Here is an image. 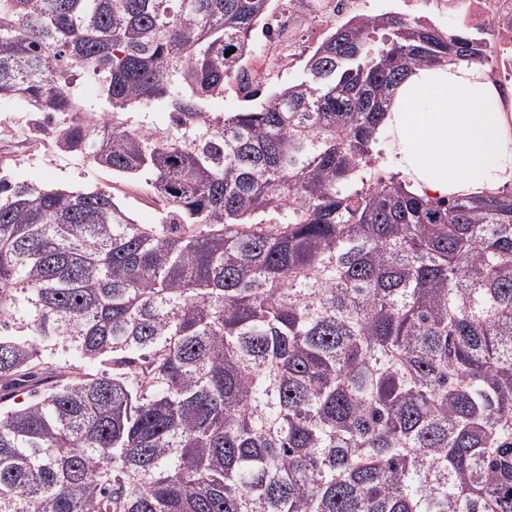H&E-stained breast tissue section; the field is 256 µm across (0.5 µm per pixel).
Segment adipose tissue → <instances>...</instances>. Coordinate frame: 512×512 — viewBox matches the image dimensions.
<instances>
[{
    "instance_id": "obj_1",
    "label": "adipose tissue",
    "mask_w": 512,
    "mask_h": 512,
    "mask_svg": "<svg viewBox=\"0 0 512 512\" xmlns=\"http://www.w3.org/2000/svg\"><path fill=\"white\" fill-rule=\"evenodd\" d=\"M486 67L416 68L398 86L378 133L383 164L429 199L482 197L512 186V113Z\"/></svg>"
}]
</instances>
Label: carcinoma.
Wrapping results in <instances>:
<instances>
[{"label":"carcinoma","mask_w":512,"mask_h":512,"mask_svg":"<svg viewBox=\"0 0 512 512\" xmlns=\"http://www.w3.org/2000/svg\"><path fill=\"white\" fill-rule=\"evenodd\" d=\"M270 2L0 0V99L166 213L0 181V512H512V191L375 152L408 73L483 42L355 16L210 111ZM330 29H320L307 39L300 49L299 54L296 56L291 69L283 74H281V66L275 68L274 71H269L268 77L260 83L262 93L256 99L249 101L243 100L236 94V88L230 86L224 91V97L220 96L213 100L210 106L211 111L238 112L243 108L258 105L275 87L282 85L290 79L301 76L309 55L330 34ZM129 120L132 124H141L143 121L150 123L153 127L158 129H165L170 124V115L166 110L149 109L144 110L136 108L128 114Z\"/></svg>","instance_id":"carcinoma-1"}]
</instances>
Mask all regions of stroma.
<instances>
[{"label": "stroma", "mask_w": 512, "mask_h": 512, "mask_svg": "<svg viewBox=\"0 0 512 512\" xmlns=\"http://www.w3.org/2000/svg\"><path fill=\"white\" fill-rule=\"evenodd\" d=\"M42 113L26 111L23 103L0 102V178L32 181L44 188L110 191L140 224L156 223L159 206L146 179L117 176L78 154L58 153L38 127Z\"/></svg>", "instance_id": "obj_1"}]
</instances>
